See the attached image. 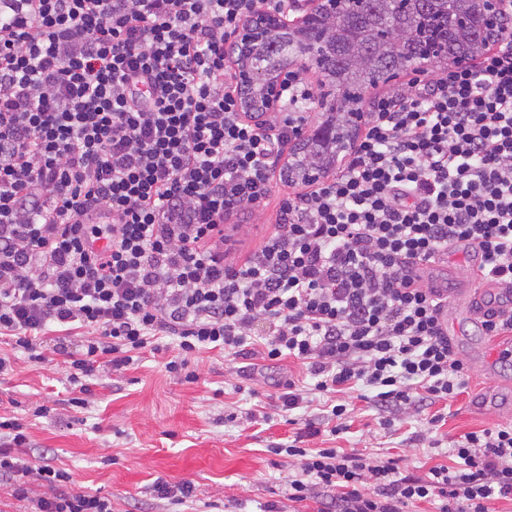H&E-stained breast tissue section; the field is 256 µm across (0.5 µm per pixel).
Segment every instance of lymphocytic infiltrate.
<instances>
[{
    "label": "lymphocytic infiltrate",
    "instance_id": "f902f5d3",
    "mask_svg": "<svg viewBox=\"0 0 512 512\" xmlns=\"http://www.w3.org/2000/svg\"><path fill=\"white\" fill-rule=\"evenodd\" d=\"M0 5V338L28 361L62 356L87 406L90 382L173 341L164 368L196 382L204 349L294 358L311 381L275 408L330 399L274 446L288 499L318 512H492L512 500V424L470 432L456 468L402 474L381 455L314 448L348 429L343 390L373 394L382 428L467 385L418 276L457 247L512 290V46L374 95L342 170L286 192L244 260L224 222L268 206L316 81L295 72L281 113L239 109L226 62L240 24L283 0H21ZM81 344H72V337ZM19 420H0V476L29 512H112L63 470L32 465Z\"/></svg>",
    "mask_w": 512,
    "mask_h": 512
}]
</instances>
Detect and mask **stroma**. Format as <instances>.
<instances>
[{
  "mask_svg": "<svg viewBox=\"0 0 512 512\" xmlns=\"http://www.w3.org/2000/svg\"><path fill=\"white\" fill-rule=\"evenodd\" d=\"M457 328L454 347L469 368L468 384L453 401L429 408L444 416L431 433L437 447L420 439L423 425L411 418L384 433L378 412L353 389L342 395L352 409L348 431L322 436V447L379 453L398 459L402 473L423 474L453 465L447 450L460 436L512 423V366L499 362L497 338L466 317ZM243 365L209 350L191 361L197 382L178 383L148 353L138 365L99 380L94 399L82 409L68 405L76 392L64 364L21 358L13 372L0 376V415L25 424L27 453L35 463L70 470L80 491L110 498L112 512H263L271 502L283 512H317L315 501L289 502L294 468L272 451L294 435L295 425L278 415L267 422L247 418L269 402L277 381L305 379V367L288 358L259 361L268 380L252 395ZM42 404L53 415L34 417ZM159 478L192 481L193 498L181 505L155 499L151 487Z\"/></svg>",
  "mask_w": 512,
  "mask_h": 512,
  "instance_id": "stroma-1",
  "label": "stroma"
}]
</instances>
